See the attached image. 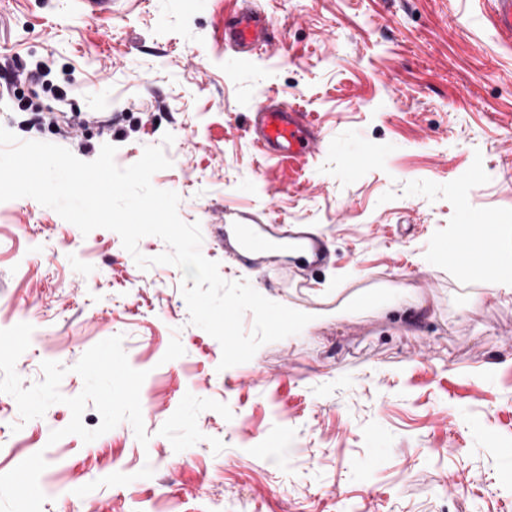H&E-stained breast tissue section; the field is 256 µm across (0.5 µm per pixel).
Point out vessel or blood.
Returning <instances> with one entry per match:
<instances>
[{"label":"vessel or blood","mask_w":512,"mask_h":512,"mask_svg":"<svg viewBox=\"0 0 512 512\" xmlns=\"http://www.w3.org/2000/svg\"><path fill=\"white\" fill-rule=\"evenodd\" d=\"M489 18L495 30L507 40L512 39V0H487ZM268 23L258 15L244 12L237 16L224 34L225 42L235 48L242 62H251L254 55L267 52ZM253 145L263 158L278 163H301L312 157L321 141L319 132L307 114L284 101L271 98L259 102L254 111L251 134ZM240 254L255 265H263L269 255L281 245L271 238L245 226L241 229ZM452 260L461 267H476L485 277L494 278L500 269L488 249L477 237L456 243Z\"/></svg>","instance_id":"1"}]
</instances>
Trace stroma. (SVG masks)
I'll return each instance as SVG.
<instances>
[{"label": "stroma", "instance_id": "35a3bbf8", "mask_svg": "<svg viewBox=\"0 0 512 512\" xmlns=\"http://www.w3.org/2000/svg\"><path fill=\"white\" fill-rule=\"evenodd\" d=\"M255 5L271 48L245 65L224 44L238 0H112L97 18L81 0H0V69L46 72L17 86L32 110L0 87V127L86 162L114 145L122 168L162 147L151 182L178 194L220 275L316 318L219 369L178 267L0 202V329L33 327L23 387L49 360L79 394L74 365L122 336L149 436L125 421L52 444L66 405L25 422L0 393V474L43 453L41 512H512V295L437 259L467 216L501 223L512 250V42L479 0ZM269 95L318 124L306 165L268 166L252 144ZM243 215L315 226L329 256L310 287L294 259L231 258L224 227Z\"/></svg>", "mask_w": 512, "mask_h": 512}]
</instances>
